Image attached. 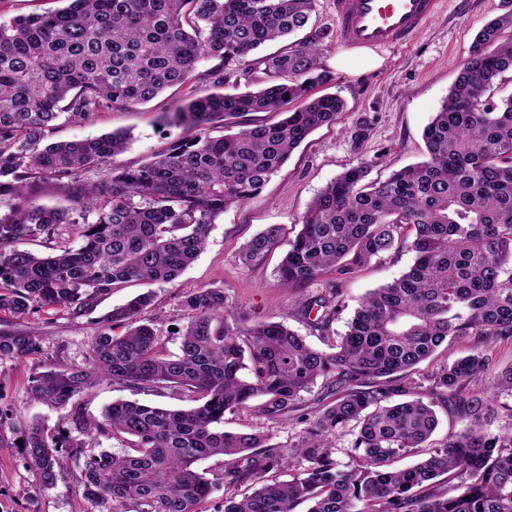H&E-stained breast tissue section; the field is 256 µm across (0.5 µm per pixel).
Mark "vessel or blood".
Segmentation results:
<instances>
[{
	"instance_id": "obj_1",
	"label": "vessel or blood",
	"mask_w": 512,
	"mask_h": 512,
	"mask_svg": "<svg viewBox=\"0 0 512 512\" xmlns=\"http://www.w3.org/2000/svg\"><path fill=\"white\" fill-rule=\"evenodd\" d=\"M340 41L353 49L413 40L436 16L440 0H334Z\"/></svg>"
}]
</instances>
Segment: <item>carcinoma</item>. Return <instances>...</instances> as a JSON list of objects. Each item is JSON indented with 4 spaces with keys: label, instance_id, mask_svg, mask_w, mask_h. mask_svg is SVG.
Instances as JSON below:
<instances>
[{
    "label": "carcinoma",
    "instance_id": "1",
    "mask_svg": "<svg viewBox=\"0 0 512 512\" xmlns=\"http://www.w3.org/2000/svg\"><path fill=\"white\" fill-rule=\"evenodd\" d=\"M53 12L0 22V311L27 316L42 306L79 315L112 289L175 281L205 249L213 224L233 204L254 200L315 130L345 104L313 88L331 81L322 62L332 32L312 28L317 0H66ZM282 47L268 55L267 43ZM202 59L213 65L198 70ZM263 85L226 93L256 69ZM512 73V0L475 36L457 81L426 126V160L363 184L369 166L345 169L312 199L279 266L296 288L329 270L356 273L406 247L414 259L391 283L369 292L347 330L333 335L340 290L301 297L326 348L309 345L282 322L253 321L230 309L220 288L180 301L179 353L142 313L151 295L112 309L91 341L85 367L48 365L29 378L32 398L64 411L68 433L42 422L11 424L39 481L54 482L68 461L83 459L90 512H206L212 482L197 469L224 457V512H512V431L495 433L499 397L512 395V366L498 371L484 348L512 342V95L486 96ZM189 85L192 94L166 122L184 133L136 168L110 166L129 135L112 132L55 141L59 121L84 122ZM257 112L273 124L211 135ZM96 171L99 180L83 175ZM50 184L64 205L35 197ZM73 229L78 244L52 255L27 248ZM277 235L271 226L242 247L243 264H260ZM128 331L112 335V326ZM470 339V352L428 377L425 395H405L407 373L444 344ZM31 335L0 336V359L36 353ZM334 379L331 400L302 417L288 448L264 432L224 430L226 414L258 400L279 423L320 377ZM132 388L168 384L193 405L183 410L121 401L100 415L75 397L102 380ZM484 384L482 391L475 385ZM466 422L416 464L391 463L427 443L435 407ZM351 429L353 459L342 465L332 443ZM116 440L96 448L71 435ZM286 482L266 475L284 462ZM250 492H239L245 485Z\"/></svg>",
    "mask_w": 512,
    "mask_h": 512
}]
</instances>
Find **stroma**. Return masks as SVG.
Instances as JSON below:
<instances>
[{
	"mask_svg": "<svg viewBox=\"0 0 512 512\" xmlns=\"http://www.w3.org/2000/svg\"><path fill=\"white\" fill-rule=\"evenodd\" d=\"M500 6L501 0H443L439 13L410 44L379 50L381 63L373 69L361 67L357 50L332 41L322 61L333 80L317 87L316 92L340 96L344 111L335 123L317 129L293 152L260 197L225 210L213 225L204 251L174 282L127 284L81 315L54 306L25 317L0 313V335L31 334L39 345L37 354L26 362L0 360V411L25 424L39 419L47 427H56L60 412L32 399L30 374L46 364L63 368L85 365L101 320L114 306L146 291L153 292L154 298L144 316L165 330L166 349L171 354L179 351L176 330L184 323L179 301L201 288L224 289L236 311L254 320L285 322L317 347L321 344L319 335L309 319L298 314L295 300L322 292L328 283L337 281L345 307L333 328L344 333L360 300L403 274L413 256L399 249L372 260L344 280L330 272L299 289L284 287L278 266L299 230L300 218L317 192L351 165L367 162L371 178L383 180L394 170L424 159L423 129L455 84L475 34L499 14ZM340 56L346 61L341 69L336 66ZM180 100V94L168 93L128 110H103L88 121L62 124L55 137L77 140L117 130L129 132L127 150L112 164L135 167L162 152L179 135V127L165 124L162 116L174 111ZM270 225L278 226L280 232L266 258L257 266H243L239 259L243 244ZM118 400L170 408L188 405L182 392L173 387L157 384L134 389L110 380L76 398L93 415ZM224 427L237 432H267L273 444L282 447L294 442L302 430L293 418L277 424L266 421L253 405L227 415ZM14 439L9 432L0 438V512H87L89 505L82 496V460L71 458L54 483L45 485Z\"/></svg>",
	"mask_w": 512,
	"mask_h": 512,
	"instance_id": "stroma-1",
	"label": "stroma"
}]
</instances>
